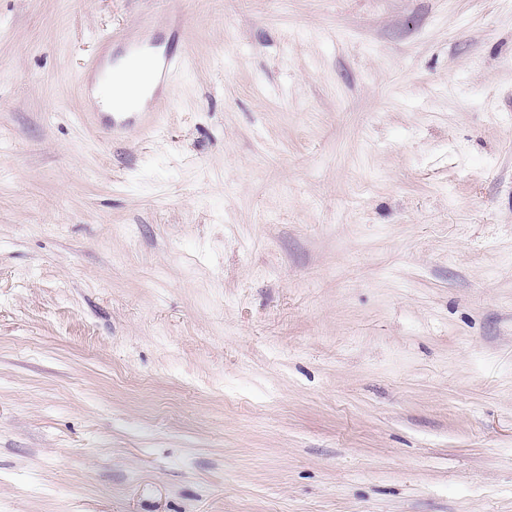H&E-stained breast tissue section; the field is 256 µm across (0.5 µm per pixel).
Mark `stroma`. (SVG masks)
I'll return each instance as SVG.
<instances>
[{
	"label": "stroma",
	"instance_id": "obj_1",
	"mask_svg": "<svg viewBox=\"0 0 512 512\" xmlns=\"http://www.w3.org/2000/svg\"><path fill=\"white\" fill-rule=\"evenodd\" d=\"M0 512H512V0H0ZM100 85L101 89L96 94L95 99L96 103L101 107L103 111H105V115L103 116V122L105 124L101 129L102 132L106 135H111L112 132L125 128L127 125L133 122L136 112L132 111L143 105L145 100V89L136 95L132 101L128 103L118 102L116 107H114L108 82L101 81ZM115 109L122 110V112H116Z\"/></svg>",
	"mask_w": 512,
	"mask_h": 512
}]
</instances>
